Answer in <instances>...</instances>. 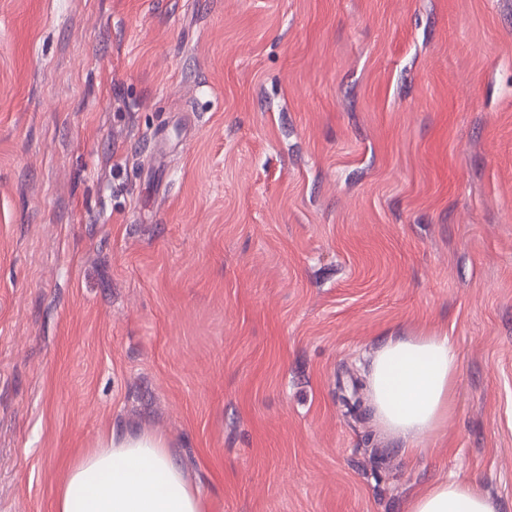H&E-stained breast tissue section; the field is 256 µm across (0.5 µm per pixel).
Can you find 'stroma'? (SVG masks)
<instances>
[{"instance_id":"1","label":"stroma","mask_w":512,"mask_h":512,"mask_svg":"<svg viewBox=\"0 0 512 512\" xmlns=\"http://www.w3.org/2000/svg\"><path fill=\"white\" fill-rule=\"evenodd\" d=\"M423 329L407 456L338 394ZM123 426L206 512L512 507V0H0V512ZM367 375L369 403L378 426L401 439L411 454L454 414L459 352L447 333L390 332L374 349ZM402 512H505L503 505L477 484L456 478L436 479L414 491Z\"/></svg>"}]
</instances>
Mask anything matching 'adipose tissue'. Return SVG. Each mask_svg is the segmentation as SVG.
<instances>
[{
	"instance_id": "1",
	"label": "adipose tissue",
	"mask_w": 512,
	"mask_h": 512,
	"mask_svg": "<svg viewBox=\"0 0 512 512\" xmlns=\"http://www.w3.org/2000/svg\"><path fill=\"white\" fill-rule=\"evenodd\" d=\"M459 352L448 334L392 332L380 337L367 375L378 426L416 452L454 414ZM198 491L159 435L113 428L70 466L55 512H204ZM403 512H503L477 484L436 479L414 491Z\"/></svg>"
}]
</instances>
